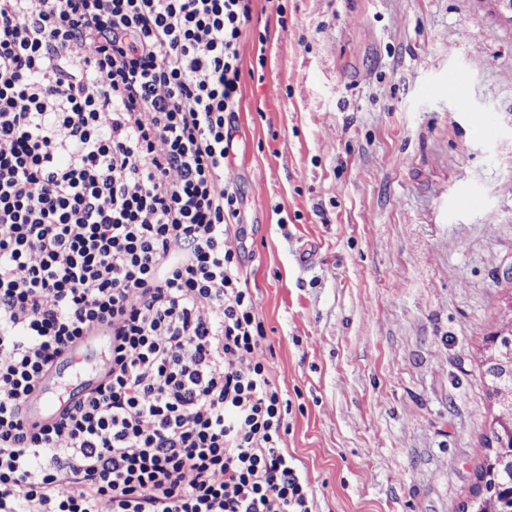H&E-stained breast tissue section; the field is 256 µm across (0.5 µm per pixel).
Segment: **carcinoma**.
I'll return each mask as SVG.
<instances>
[{"instance_id": "cac0c4a2", "label": "carcinoma", "mask_w": 512, "mask_h": 512, "mask_svg": "<svg viewBox=\"0 0 512 512\" xmlns=\"http://www.w3.org/2000/svg\"><path fill=\"white\" fill-rule=\"evenodd\" d=\"M485 357L487 395L497 406L485 435L486 457L475 474L469 512H512V438L504 424L512 425V305L503 311L496 333L488 337Z\"/></svg>"}]
</instances>
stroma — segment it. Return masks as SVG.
I'll list each match as a JSON object with an SVG mask.
<instances>
[{
  "label": "stroma",
  "instance_id": "obj_1",
  "mask_svg": "<svg viewBox=\"0 0 512 512\" xmlns=\"http://www.w3.org/2000/svg\"><path fill=\"white\" fill-rule=\"evenodd\" d=\"M231 164L289 452L318 512H461L512 301V13L495 0H284Z\"/></svg>",
  "mask_w": 512,
  "mask_h": 512
}]
</instances>
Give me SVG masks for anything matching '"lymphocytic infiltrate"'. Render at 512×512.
Returning <instances> with one entry per match:
<instances>
[{"mask_svg":"<svg viewBox=\"0 0 512 512\" xmlns=\"http://www.w3.org/2000/svg\"><path fill=\"white\" fill-rule=\"evenodd\" d=\"M253 0H0V512H315L228 159ZM107 372L22 399L90 327ZM108 334L104 328L91 327L85 331L83 336H80L68 353L62 355L63 357L59 360L56 369L44 376L40 386L22 402V416L27 423L50 424L64 408L60 397H55L51 390V382L61 378V373L58 369L61 364L67 365L70 360L76 361L82 355L85 357L91 373H103L108 368V349L112 338ZM97 349L101 351L100 356L92 361L91 354ZM102 350L106 352L103 353Z\"/></svg>","mask_w":512,"mask_h":512,"instance_id":"f902f5d3","label":"lymphocytic infiltrate"}]
</instances>
